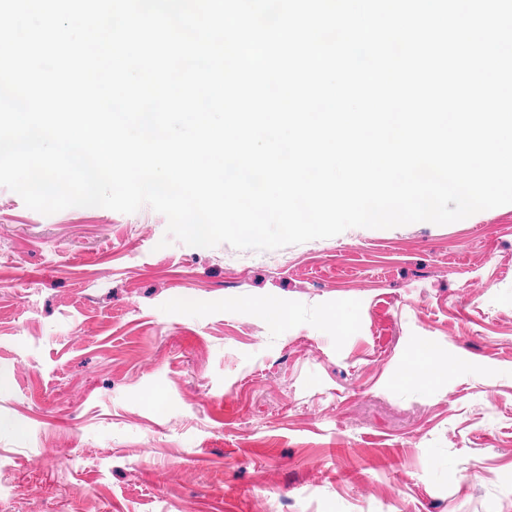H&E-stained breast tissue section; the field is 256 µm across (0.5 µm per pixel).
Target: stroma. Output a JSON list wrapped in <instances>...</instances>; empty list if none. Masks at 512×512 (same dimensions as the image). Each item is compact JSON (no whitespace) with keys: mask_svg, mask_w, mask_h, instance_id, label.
Returning a JSON list of instances; mask_svg holds the SVG:
<instances>
[{"mask_svg":"<svg viewBox=\"0 0 512 512\" xmlns=\"http://www.w3.org/2000/svg\"><path fill=\"white\" fill-rule=\"evenodd\" d=\"M166 227L0 186V512H512V204L268 251Z\"/></svg>","mask_w":512,"mask_h":512,"instance_id":"stroma-1","label":"stroma"}]
</instances>
